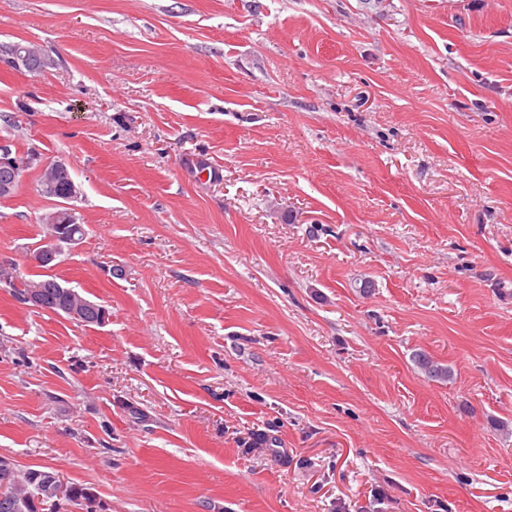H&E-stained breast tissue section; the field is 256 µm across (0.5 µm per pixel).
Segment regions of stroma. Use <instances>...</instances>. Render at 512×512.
<instances>
[{"mask_svg": "<svg viewBox=\"0 0 512 512\" xmlns=\"http://www.w3.org/2000/svg\"><path fill=\"white\" fill-rule=\"evenodd\" d=\"M0 458L107 512H512V0H0ZM425 353L452 370L429 379ZM11 152L13 153L12 150ZM11 152L5 146H0V193L15 191L8 194H0V200L9 199L15 195L21 181L22 167L26 164V162H21L19 158L21 160L28 158L27 155H20L14 152L13 154L19 156L18 158V156L13 155ZM68 211H70L68 208L58 209L49 213L44 220L41 219L42 229L44 230L45 236L39 245L40 248L38 251L32 255V261L36 265L50 264L57 261L58 257L64 252V248H68L71 242L65 232L64 226L56 224L52 220L48 221L50 225L48 226L49 231L47 232L46 221L51 215L57 214V220L60 224H67L65 226H70L69 228L75 232L77 241H81L86 235V229L83 224L68 223ZM53 282L62 283L55 275L49 273L37 274L34 275L33 278L15 275L14 279H12L11 283L8 285V288L11 289L13 297L20 303H23V299L24 303L30 308L42 309L48 306L52 298L44 295L42 290L36 287H43L42 289H44L49 296H55L56 288H44L48 287ZM31 288L33 289L30 290ZM59 299L54 301L56 305V314L63 315L72 321L85 323L91 321L87 325H97L95 322L100 321V312L96 307L82 306L81 304L71 300L64 293H59Z\"/></svg>", "mask_w": 512, "mask_h": 512, "instance_id": "35a3bbf8", "label": "stroma"}]
</instances>
